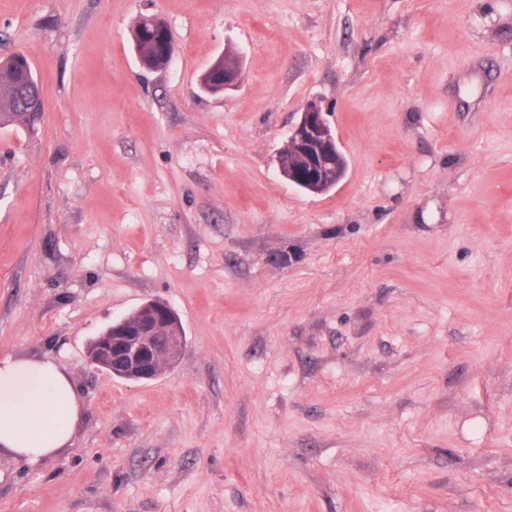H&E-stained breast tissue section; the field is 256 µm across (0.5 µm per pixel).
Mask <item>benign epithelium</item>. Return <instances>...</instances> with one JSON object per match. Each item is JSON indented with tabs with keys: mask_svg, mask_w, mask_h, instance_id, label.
<instances>
[{
	"mask_svg": "<svg viewBox=\"0 0 512 512\" xmlns=\"http://www.w3.org/2000/svg\"><path fill=\"white\" fill-rule=\"evenodd\" d=\"M224 71L220 85L211 93L235 90L241 82L240 53L230 50L219 56L210 70ZM343 158L331 134L320 102L306 104L286 144L278 152L279 174L295 181L303 171V183L317 194L342 177ZM187 346L176 313L164 302L151 300L114 322L86 346L85 356L94 368L129 381L156 379L174 367Z\"/></svg>",
	"mask_w": 512,
	"mask_h": 512,
	"instance_id": "benign-epithelium-1",
	"label": "benign epithelium"
}]
</instances>
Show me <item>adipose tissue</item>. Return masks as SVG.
Listing matches in <instances>:
<instances>
[{
    "label": "adipose tissue",
    "instance_id": "ef3b65f1",
    "mask_svg": "<svg viewBox=\"0 0 512 512\" xmlns=\"http://www.w3.org/2000/svg\"><path fill=\"white\" fill-rule=\"evenodd\" d=\"M80 419L69 376L49 359H0V449L35 464L70 444Z\"/></svg>",
    "mask_w": 512,
    "mask_h": 512
}]
</instances>
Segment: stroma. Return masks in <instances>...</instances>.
I'll return each mask as SVG.
<instances>
[{
  "label": "stroma",
  "instance_id": "obj_1",
  "mask_svg": "<svg viewBox=\"0 0 512 512\" xmlns=\"http://www.w3.org/2000/svg\"><path fill=\"white\" fill-rule=\"evenodd\" d=\"M228 47L240 86L201 91ZM16 53L45 109L0 127V358L54 360L82 419L0 450V512H512V0H0ZM312 99L348 161L320 195L276 164ZM149 299L175 368L91 366ZM144 18L138 22L136 28L134 29L132 41L133 46L136 45L139 48L142 56L146 57L148 54H157V50L159 49L160 45L166 41V36L162 33H159L157 30H153L148 25V23L144 21ZM142 56L139 57L142 66L146 69L154 70L153 66H150L151 63H149V61Z\"/></svg>",
  "mask_w": 512,
  "mask_h": 512
}]
</instances>
